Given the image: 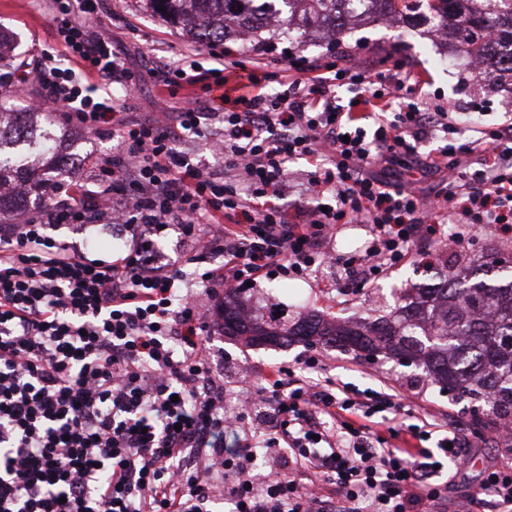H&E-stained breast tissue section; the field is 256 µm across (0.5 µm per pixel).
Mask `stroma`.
Wrapping results in <instances>:
<instances>
[{
    "instance_id": "1",
    "label": "stroma",
    "mask_w": 512,
    "mask_h": 512,
    "mask_svg": "<svg viewBox=\"0 0 512 512\" xmlns=\"http://www.w3.org/2000/svg\"><path fill=\"white\" fill-rule=\"evenodd\" d=\"M101 23L120 46L129 69L139 77L136 91L125 100L127 111L136 117L151 116L165 104L164 94L149 75L156 59L176 58L199 50V43L183 38L178 27L151 10L147 0H106ZM0 31L11 36L17 58L43 50L52 53L57 50L51 36L46 0H0ZM399 38L406 43L401 57L417 80L422 99L452 103L459 111L470 113L472 121L482 124H492L501 119L505 104L512 101V87L472 72L466 57L456 54L454 48L433 36L418 30L404 31L399 23L375 22L353 29L343 37L339 46L362 56L386 52ZM262 42L271 46L272 58L280 60L290 54L316 58L331 53L321 36H303L282 24L263 32L260 39L251 40L250 45L255 48ZM112 147V140L78 129L67 134L59 144L60 152L72 160L68 173L76 179L88 178L98 158L111 152ZM52 235L56 240L79 249H85V238L98 240L99 248L86 249L92 259L109 258L114 251L112 233L101 224L87 228L82 234L75 227L63 224L54 227ZM334 277V271L324 267L311 271L303 279L264 278L255 290L246 293L245 298L264 314L280 312L288 317L302 311H317L328 319L345 321L367 312L380 314L389 311L401 289L431 282L433 274L414 258L387 277L346 296L322 288V280ZM211 343L217 369L229 382L226 405L230 408L235 407L240 395L239 388L233 384L239 368H250L255 382L259 383L270 366L295 364L308 351L307 346L301 344L279 348L247 347L229 340L220 330L216 331ZM320 353L325 360V376L341 379L361 389L376 386L379 378H389L405 393L412 415H419L427 409L458 424L465 434L483 435V442L471 449L459 469V494L474 491L481 470L505 457L504 447L492 440L490 429L477 426L467 403L452 400L438 387L423 383L414 370L391 363L381 365L356 360L328 347L321 348Z\"/></svg>"
}]
</instances>
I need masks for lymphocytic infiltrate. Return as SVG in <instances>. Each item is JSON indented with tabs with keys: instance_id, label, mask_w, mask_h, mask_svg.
<instances>
[{
	"instance_id": "obj_1",
	"label": "lymphocytic infiltrate",
	"mask_w": 512,
	"mask_h": 512,
	"mask_svg": "<svg viewBox=\"0 0 512 512\" xmlns=\"http://www.w3.org/2000/svg\"><path fill=\"white\" fill-rule=\"evenodd\" d=\"M102 0H50L63 63H24L66 124L116 140L93 180L61 187L0 225V512H449L472 447L452 423L406 406L392 388L360 390L276 366L235 410L212 369L208 301L270 274L327 265L342 290L409 261L451 224L452 245L491 229L512 243V121L470 125L424 101L402 61L340 53L277 67L263 54L208 46L211 67L160 61L174 104L128 116L137 86L93 21ZM207 82L206 100L177 98ZM250 88L232 95L231 86ZM218 157L193 162L187 140ZM439 141L435 154L420 151ZM304 161L298 183L288 166ZM448 182L420 186L437 171ZM312 196L304 211L283 201ZM55 224H118L131 240L110 259L57 243ZM178 225L191 248L170 263L155 238ZM341 224L372 231L364 253L330 256ZM279 465L260 470L268 449ZM307 474L301 486L297 474ZM332 485L321 495L314 482ZM466 512H512V460L488 465Z\"/></svg>"
}]
</instances>
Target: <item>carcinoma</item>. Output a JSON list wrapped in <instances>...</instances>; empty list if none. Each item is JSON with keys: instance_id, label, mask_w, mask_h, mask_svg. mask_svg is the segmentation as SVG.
<instances>
[{"instance_id": "obj_1", "label": "carcinoma", "mask_w": 512, "mask_h": 512, "mask_svg": "<svg viewBox=\"0 0 512 512\" xmlns=\"http://www.w3.org/2000/svg\"><path fill=\"white\" fill-rule=\"evenodd\" d=\"M153 10L195 42L227 40L241 27L256 36L267 27L266 4L287 8L297 29L327 30L342 39L355 18L350 6L362 0H148ZM370 13L401 17L408 29L444 31L458 53L478 56L487 76L512 80V0H368ZM0 104V186H42L36 164L55 153L54 126L38 129L29 113H11ZM496 256L485 263L502 272L457 287L448 267L433 283L405 288L385 315H368L350 324H330L302 316L290 324L258 313L244 316L237 296L224 297V335L248 347L321 344L368 360L388 359L415 367L432 384L458 401L482 402L497 422L512 418V267Z\"/></svg>"}]
</instances>
